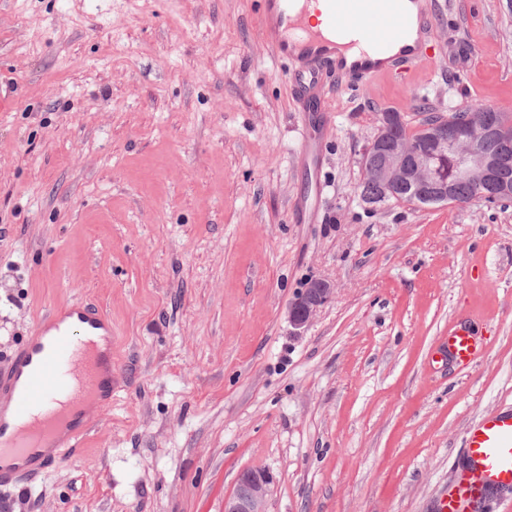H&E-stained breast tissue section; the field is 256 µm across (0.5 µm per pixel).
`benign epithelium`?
<instances>
[{
	"mask_svg": "<svg viewBox=\"0 0 512 512\" xmlns=\"http://www.w3.org/2000/svg\"><path fill=\"white\" fill-rule=\"evenodd\" d=\"M400 123V113H381L379 129L382 135L373 140L369 152L382 154L383 162L376 166L364 164L365 174L382 187L384 196L390 197L396 188L407 186L425 203H448L453 198L452 182L438 175V171L448 158V142L459 141L466 145V149L453 162L455 175L494 189L496 197L512 198V181L505 176V170L512 163L485 149V143L491 137H512L511 118L500 122L488 112L470 117L464 123L449 117L442 118L424 125L425 148L418 150L389 135V131ZM331 292L327 281L314 279L297 295L288 309V322L295 332L310 324ZM270 484L268 472L242 470L236 477L233 492L224 500V512H267Z\"/></svg>",
	"mask_w": 512,
	"mask_h": 512,
	"instance_id": "7a95c632",
	"label": "benign epithelium"
}]
</instances>
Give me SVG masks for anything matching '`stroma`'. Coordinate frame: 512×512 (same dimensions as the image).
<instances>
[{"label": "stroma", "mask_w": 512, "mask_h": 512, "mask_svg": "<svg viewBox=\"0 0 512 512\" xmlns=\"http://www.w3.org/2000/svg\"><path fill=\"white\" fill-rule=\"evenodd\" d=\"M401 82L329 79L322 169L258 0H0V368L50 311L112 318V404L17 512H439L512 408V202L367 204L381 112L512 115V0H438ZM333 292L293 333L289 304ZM485 345L440 348L459 312ZM271 481V476L264 470H242L236 477L233 492L224 500V512H267Z\"/></svg>", "instance_id": "35a3bbf8"}]
</instances>
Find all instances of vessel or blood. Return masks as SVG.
Returning <instances> with one entry per match:
<instances>
[{"instance_id": "obj_1", "label": "vessel or blood", "mask_w": 512, "mask_h": 512, "mask_svg": "<svg viewBox=\"0 0 512 512\" xmlns=\"http://www.w3.org/2000/svg\"><path fill=\"white\" fill-rule=\"evenodd\" d=\"M311 0H262V35L274 56L287 61L293 95L304 112H322V88L334 72L357 83L406 79L432 58L426 37L433 0H322L325 32L311 30ZM356 50L348 59V50ZM112 319L75 302L38 322L25 345L0 372V488L34 480L60 466L69 449L112 402ZM450 361L465 369L483 353L466 323L442 340ZM512 492V410L485 414L467 431L465 452L441 512H477Z\"/></svg>"}]
</instances>
